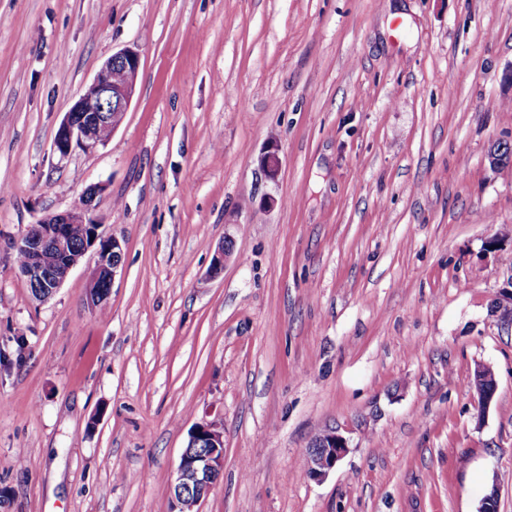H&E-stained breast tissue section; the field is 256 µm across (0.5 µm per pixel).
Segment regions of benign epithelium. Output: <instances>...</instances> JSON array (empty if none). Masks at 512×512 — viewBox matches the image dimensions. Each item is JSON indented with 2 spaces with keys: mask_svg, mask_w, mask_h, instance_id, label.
I'll list each match as a JSON object with an SVG mask.
<instances>
[{
  "mask_svg": "<svg viewBox=\"0 0 512 512\" xmlns=\"http://www.w3.org/2000/svg\"><path fill=\"white\" fill-rule=\"evenodd\" d=\"M139 67V54L128 48L113 54L103 64L89 85L92 92L81 95L61 120L54 139V147L61 155L68 154L75 145L93 148L106 143L97 138L96 133L102 128L114 131L121 124L133 99ZM260 167L267 178L277 177V146L267 148ZM96 194L94 187L86 190L79 207L43 217L13 243L14 251L26 253L21 274L38 295V301L49 300L91 249L95 250L96 261L90 275L89 303L95 308L108 299L123 249L117 238L104 234L102 224L88 217ZM76 235L84 240V247L78 252L73 248ZM489 313L500 329L512 334V274L492 295ZM472 379L482 419L494 401L498 381L492 367L484 363L476 364ZM190 439L194 443L204 442L206 452L201 455L187 450L182 452L176 477L169 486L176 512H200V503L208 496L224 467V439L216 424L196 425ZM347 450L348 440L337 428L323 429L308 447L307 476L317 481L324 479Z\"/></svg>",
  "mask_w": 512,
  "mask_h": 512,
  "instance_id": "1",
  "label": "benign epithelium"
}]
</instances>
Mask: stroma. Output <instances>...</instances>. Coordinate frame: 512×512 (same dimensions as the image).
Returning a JSON list of instances; mask_svg holds the SVG:
<instances>
[{
    "instance_id": "obj_1",
    "label": "stroma",
    "mask_w": 512,
    "mask_h": 512,
    "mask_svg": "<svg viewBox=\"0 0 512 512\" xmlns=\"http://www.w3.org/2000/svg\"><path fill=\"white\" fill-rule=\"evenodd\" d=\"M124 48L121 124L60 156ZM511 69L512 0H0V512H171L203 422L202 512H478L495 481L512 512ZM91 186L106 306L91 251L37 301L12 243ZM329 426L349 448L314 481ZM139 67V54L128 48L103 64L88 87L93 92L86 90L61 120L54 139L61 155L68 154L73 145L93 148L112 137L132 102ZM102 128L111 129L108 139L97 138ZM489 313L501 330L512 334V274L494 292L489 303ZM472 379L475 392L478 396V402H480L479 419H483L488 413L496 396L498 390L497 377L491 366L484 363H477L474 368ZM489 381H492L493 383L492 390L483 387V384ZM189 438L193 443L203 441L207 450L201 455L183 450L176 477L168 489L178 509L172 512H201L198 506L208 496L224 467V439L216 424L205 422L196 425ZM348 440L336 427H326L311 441L306 454V474L320 481L336 468L348 450Z\"/></svg>"
}]
</instances>
